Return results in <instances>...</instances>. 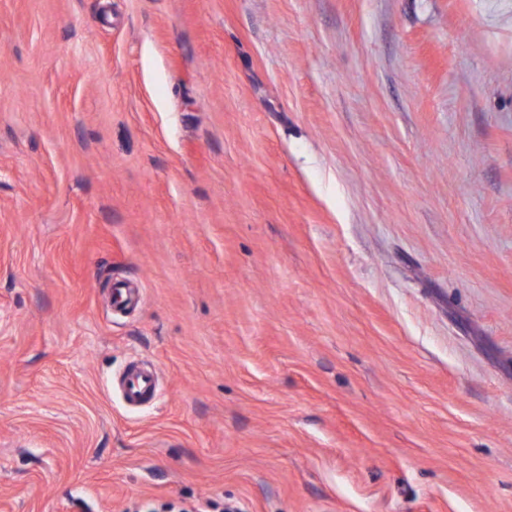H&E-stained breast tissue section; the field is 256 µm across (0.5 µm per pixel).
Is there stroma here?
Segmentation results:
<instances>
[{"mask_svg": "<svg viewBox=\"0 0 512 512\" xmlns=\"http://www.w3.org/2000/svg\"><path fill=\"white\" fill-rule=\"evenodd\" d=\"M207 499L512 512V0H0V512ZM119 392L128 407H140L158 397L159 378L150 370L127 368L121 375Z\"/></svg>", "mask_w": 512, "mask_h": 512, "instance_id": "35a3bbf8", "label": "stroma"}]
</instances>
